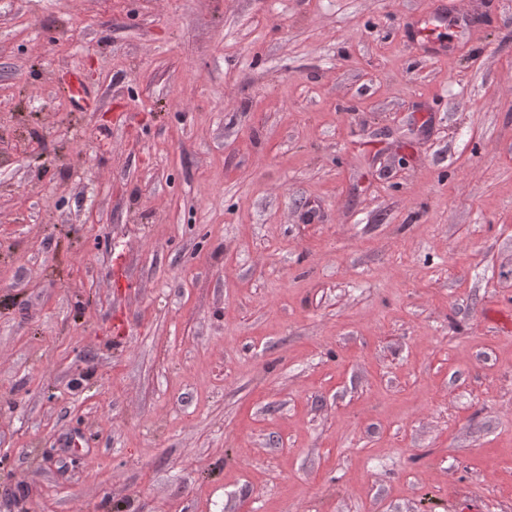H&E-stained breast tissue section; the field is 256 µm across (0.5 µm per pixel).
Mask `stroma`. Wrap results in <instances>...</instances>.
<instances>
[{
	"mask_svg": "<svg viewBox=\"0 0 512 512\" xmlns=\"http://www.w3.org/2000/svg\"><path fill=\"white\" fill-rule=\"evenodd\" d=\"M0 0V512H512V0ZM448 28V10L436 11L421 18L417 26L411 31L413 45L430 56L447 55L451 46L450 37L442 36Z\"/></svg>",
	"mask_w": 512,
	"mask_h": 512,
	"instance_id": "35a3bbf8",
	"label": "stroma"
}]
</instances>
